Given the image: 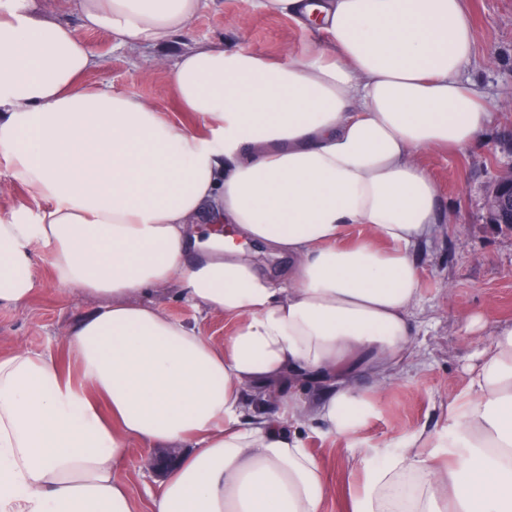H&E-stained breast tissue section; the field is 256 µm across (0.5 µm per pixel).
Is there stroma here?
I'll list each match as a JSON object with an SVG mask.
<instances>
[{"label": "stroma", "instance_id": "obj_1", "mask_svg": "<svg viewBox=\"0 0 512 512\" xmlns=\"http://www.w3.org/2000/svg\"><path fill=\"white\" fill-rule=\"evenodd\" d=\"M475 55L469 77L484 93L494 121L482 141L465 152L435 148L424 164L436 181L437 224L414 250L420 273L421 305L414 315V365H400L379 398L377 411L355 441L311 436L308 446L322 464L333 492L325 512H347L349 489L379 452L394 449L409 434L426 429L446 433L448 404L468 384L479 351L500 327L512 326V230L490 223L486 204L495 180L512 167V0H467ZM99 57L87 74L88 85L114 90L151 103L179 124H194L173 95L170 72L177 57L200 44L242 48L278 60L306 50L314 41L288 18L254 9L249 0H207L188 31L165 46L131 50L104 32H83ZM44 286L18 309H0V353L24 347L63 357V342L77 320L92 312L98 299L81 291L60 293L47 266ZM152 302L173 318L195 325L212 341L223 342L232 323L201 313L182 302L176 286L152 295ZM159 449L133 445L119 469L134 512H152L148 493L151 461Z\"/></svg>", "mask_w": 512, "mask_h": 512}]
</instances>
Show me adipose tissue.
<instances>
[{"label":"adipose tissue","mask_w":512,"mask_h":512,"mask_svg":"<svg viewBox=\"0 0 512 512\" xmlns=\"http://www.w3.org/2000/svg\"><path fill=\"white\" fill-rule=\"evenodd\" d=\"M205 5L76 0L83 29L132 49L167 44ZM255 6L318 40L283 62L181 55L189 127L87 88L99 60L78 32L36 0H0V155L30 192L0 216V307L42 288L41 260L60 290L100 301L71 328L68 365L0 355V512H132L119 467L136 443L180 451L154 512H324L306 420L354 438L409 357L412 250L437 222L422 158L468 150L493 118L465 77V0ZM243 238L287 255L284 275L263 274ZM173 283L233 321L223 342L142 302ZM349 512H512V327L449 403L447 437L415 431L364 467Z\"/></svg>","instance_id":"obj_1"}]
</instances>
